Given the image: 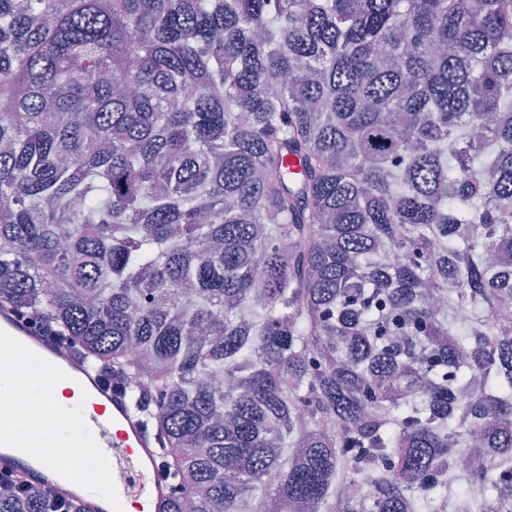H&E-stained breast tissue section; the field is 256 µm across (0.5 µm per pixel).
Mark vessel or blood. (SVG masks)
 <instances>
[{
	"label": "vessel or blood",
	"mask_w": 512,
	"mask_h": 512,
	"mask_svg": "<svg viewBox=\"0 0 512 512\" xmlns=\"http://www.w3.org/2000/svg\"><path fill=\"white\" fill-rule=\"evenodd\" d=\"M0 330L68 374L67 404L82 405L84 419L110 462L122 508L171 512L176 490L162 473V444L157 433L130 411L122 387L108 385L100 372L83 368L67 345L43 336L13 307L0 306ZM27 460L26 453L0 446V470L32 482L36 476ZM50 487L58 496L79 503L83 512H103L100 496L68 480L51 482Z\"/></svg>",
	"instance_id": "1"
}]
</instances>
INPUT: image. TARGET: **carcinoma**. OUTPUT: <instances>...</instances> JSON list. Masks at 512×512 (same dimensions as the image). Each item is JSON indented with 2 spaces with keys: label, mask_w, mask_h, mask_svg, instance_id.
<instances>
[{
  "label": "carcinoma",
  "mask_w": 512,
  "mask_h": 512,
  "mask_svg": "<svg viewBox=\"0 0 512 512\" xmlns=\"http://www.w3.org/2000/svg\"><path fill=\"white\" fill-rule=\"evenodd\" d=\"M511 257L512 0H0V303L173 512H512ZM32 324L36 321L26 317ZM11 306H0V330L9 333L33 352L58 366L71 379L64 380L57 398L65 407L77 405L87 392L83 416L99 447L107 456L122 512H170L175 486L162 473V444L157 433L134 415L124 390L94 369L82 370L83 363L67 347L43 336ZM65 388V389H64ZM64 389V393H63ZM66 396V398H65Z\"/></svg>",
  "instance_id": "cac0c4a2"
}]
</instances>
